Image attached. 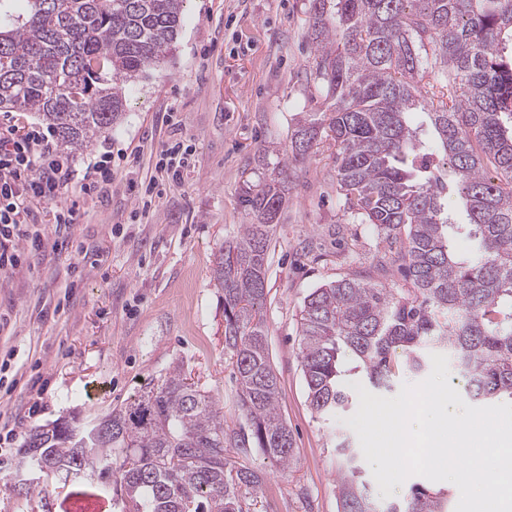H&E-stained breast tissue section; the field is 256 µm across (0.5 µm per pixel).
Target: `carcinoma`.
Returning a JSON list of instances; mask_svg holds the SVG:
<instances>
[{
  "label": "carcinoma",
  "instance_id": "cac0c4a2",
  "mask_svg": "<svg viewBox=\"0 0 512 512\" xmlns=\"http://www.w3.org/2000/svg\"><path fill=\"white\" fill-rule=\"evenodd\" d=\"M31 3L26 17L0 26V109L37 113L73 153L121 120L126 85L172 50L183 0ZM307 14L315 78L332 104L321 122L298 127L293 156L333 142L345 206L396 245L410 284L346 277L305 298L300 358L312 412L347 407V354L388 390L443 348L473 399L512 397V0H308ZM417 112L427 129L413 126ZM283 172L276 165L244 188L251 221L224 242L213 270L249 431L224 427L215 398L175 365L93 426L68 415L34 428L20 454L39 474L73 495L110 493L120 512H244L241 491L264 481L248 464L254 452L291 467L262 314ZM462 233L475 242L467 256L453 247ZM336 452L345 458L339 512H444L445 494L424 486L379 508L349 443ZM21 490L49 512L39 481Z\"/></svg>",
  "mask_w": 512,
  "mask_h": 512
}]
</instances>
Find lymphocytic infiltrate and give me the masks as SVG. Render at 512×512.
Returning <instances> with one entry per match:
<instances>
[{
    "mask_svg": "<svg viewBox=\"0 0 512 512\" xmlns=\"http://www.w3.org/2000/svg\"><path fill=\"white\" fill-rule=\"evenodd\" d=\"M73 181L69 167L53 153L48 135L41 130L17 134L14 127L0 131V270L16 266L20 241L29 239L26 224L34 219L30 204H57Z\"/></svg>",
    "mask_w": 512,
    "mask_h": 512,
    "instance_id": "f902f5d3",
    "label": "lymphocytic infiltrate"
}]
</instances>
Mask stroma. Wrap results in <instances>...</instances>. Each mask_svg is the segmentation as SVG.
Wrapping results in <instances>:
<instances>
[{
    "mask_svg": "<svg viewBox=\"0 0 512 512\" xmlns=\"http://www.w3.org/2000/svg\"><path fill=\"white\" fill-rule=\"evenodd\" d=\"M307 7V0H186L171 52L127 87L121 121L67 157L81 172L110 155L108 195L89 196L72 183L59 206L78 204V218L61 231L57 206L36 204L27 230L43 247L0 272V363L10 382L0 389V428L16 433L0 446V512H41L14 486L32 428L73 411L105 417L173 365L215 396L228 425L245 426L212 273L224 241L250 221L243 187L279 162L288 165V195L272 235L262 312L297 459L285 471L252 455L264 482L247 496L250 512H337L342 438L379 505L402 501L422 483L413 475L391 497L379 491L345 423L358 397L324 419L307 402L299 356L305 297L343 277L406 285L383 235L346 209L334 147L292 159L295 130L324 102L311 75ZM174 141L194 150L175 180L158 166ZM151 179L156 188L145 205L139 191ZM59 236L65 249L52 247Z\"/></svg>",
    "mask_w": 512,
    "mask_h": 512,
    "instance_id": "35a3bbf8",
    "label": "stroma"
}]
</instances>
